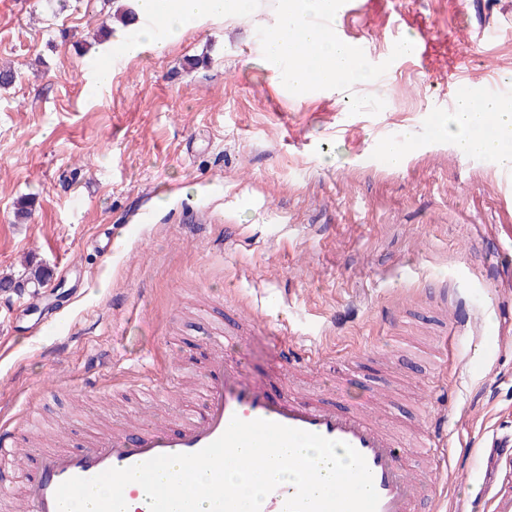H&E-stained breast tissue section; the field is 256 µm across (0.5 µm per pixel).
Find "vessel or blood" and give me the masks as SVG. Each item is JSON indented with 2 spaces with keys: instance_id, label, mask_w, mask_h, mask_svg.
<instances>
[{
  "instance_id": "1",
  "label": "vessel or blood",
  "mask_w": 512,
  "mask_h": 512,
  "mask_svg": "<svg viewBox=\"0 0 512 512\" xmlns=\"http://www.w3.org/2000/svg\"><path fill=\"white\" fill-rule=\"evenodd\" d=\"M282 371L316 363L323 356L314 345L281 339ZM208 384L198 410L177 427L143 423L91 437L78 450L34 452L15 445L8 426L0 427V458L23 476L21 512H58L55 493L74 477L92 478L111 468H127L159 455L192 454L218 439L232 418L265 419L320 434L351 445L365 459L379 495L377 512H416L418 499L434 500L448 458V435L433 425L421 445L429 479H418L405 460L402 443L366 412L341 410L321 397L289 391L275 393L249 377L224 355V339L209 342Z\"/></svg>"
}]
</instances>
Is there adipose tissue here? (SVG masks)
<instances>
[{"label":"adipose tissue","mask_w":512,"mask_h":512,"mask_svg":"<svg viewBox=\"0 0 512 512\" xmlns=\"http://www.w3.org/2000/svg\"><path fill=\"white\" fill-rule=\"evenodd\" d=\"M459 133L455 144L466 154H486L500 167L512 168V103L488 99L474 103L472 96H462L455 112L440 115L438 135L449 130Z\"/></svg>","instance_id":"obj_1"}]
</instances>
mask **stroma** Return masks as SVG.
<instances>
[{
    "label": "stroma",
    "mask_w": 512,
    "mask_h": 512,
    "mask_svg": "<svg viewBox=\"0 0 512 512\" xmlns=\"http://www.w3.org/2000/svg\"><path fill=\"white\" fill-rule=\"evenodd\" d=\"M357 4L336 24L369 61L402 37L425 54L302 97L234 22L117 58L98 90L95 32L117 0H0V67L18 73L0 88V275L50 273L0 294V412L18 434L76 448L134 412L176 421L242 296L261 321L226 355L253 379L275 383L285 330L328 348L306 391L347 410L388 394L409 462L443 416L447 493L418 512H493L512 491V181L435 130L448 95L512 74V0ZM354 93L386 106L350 114ZM408 128L405 165L379 164ZM47 270L40 265L29 266L27 274L20 280H15L11 277H4L0 280V289L2 286H15L22 291L28 285L32 284L34 287L42 285L47 280ZM12 288H3L1 293H9Z\"/></svg>",
    "instance_id": "1"
}]
</instances>
